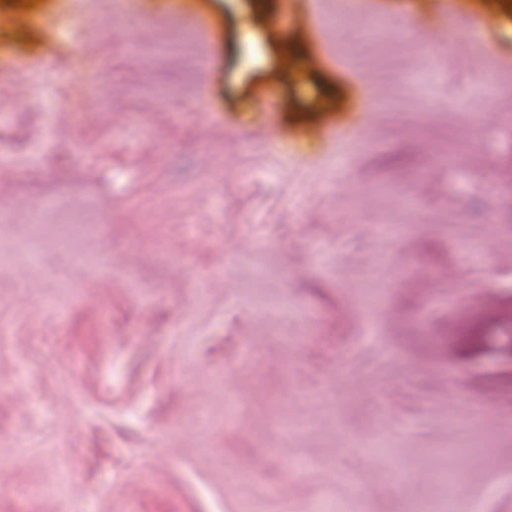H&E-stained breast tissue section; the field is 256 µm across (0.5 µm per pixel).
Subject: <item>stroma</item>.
Masks as SVG:
<instances>
[{"instance_id":"obj_1","label":"stroma","mask_w":512,"mask_h":512,"mask_svg":"<svg viewBox=\"0 0 512 512\" xmlns=\"http://www.w3.org/2000/svg\"><path fill=\"white\" fill-rule=\"evenodd\" d=\"M336 506L512 512V0H0V512Z\"/></svg>"}]
</instances>
